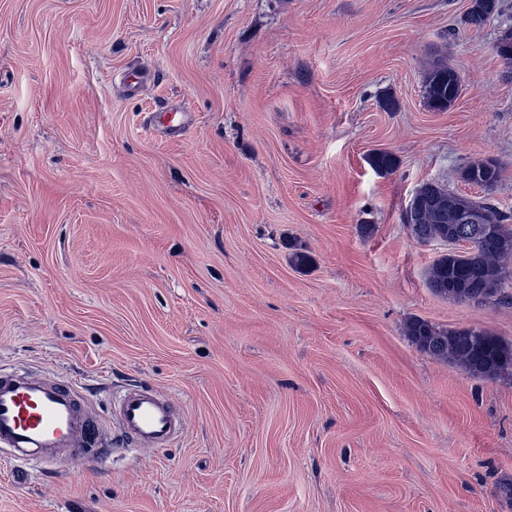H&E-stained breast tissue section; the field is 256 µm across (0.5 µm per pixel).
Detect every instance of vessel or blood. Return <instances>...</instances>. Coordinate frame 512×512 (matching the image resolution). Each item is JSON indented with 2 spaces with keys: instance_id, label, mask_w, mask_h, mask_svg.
Segmentation results:
<instances>
[{
  "instance_id": "vessel-or-blood-1",
  "label": "vessel or blood",
  "mask_w": 512,
  "mask_h": 512,
  "mask_svg": "<svg viewBox=\"0 0 512 512\" xmlns=\"http://www.w3.org/2000/svg\"><path fill=\"white\" fill-rule=\"evenodd\" d=\"M115 417L121 434L143 449L167 447L185 429L167 395L140 386L126 390ZM101 444L77 385L33 373H0V449L22 462L60 467Z\"/></svg>"
}]
</instances>
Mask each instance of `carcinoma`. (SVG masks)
<instances>
[{
    "instance_id": "cac0c4a2",
    "label": "carcinoma",
    "mask_w": 512,
    "mask_h": 512,
    "mask_svg": "<svg viewBox=\"0 0 512 512\" xmlns=\"http://www.w3.org/2000/svg\"><path fill=\"white\" fill-rule=\"evenodd\" d=\"M458 76L447 64L434 67L426 79V97L433 108L448 109L456 99ZM369 165L376 171L391 173L397 167L396 158L385 151H375L368 157ZM464 181L484 188L493 187L499 179V169L485 174V163H473L462 171ZM486 212L490 234L482 241L457 252V245L448 251L453 259L442 256L429 271V285L433 290L457 301L468 302L471 298L499 303L512 302V295L505 293V284L512 278L505 259L512 257V214L499 208L490 199L476 203ZM463 210L448 204L422 209L413 225L412 237L421 242L445 241L447 230L455 231L459 242L475 237L472 225L462 223ZM407 335L420 351L433 357L444 358L458 364L474 377L498 376L512 373V346L481 329L447 330L425 320L412 319L407 325Z\"/></svg>"
}]
</instances>
